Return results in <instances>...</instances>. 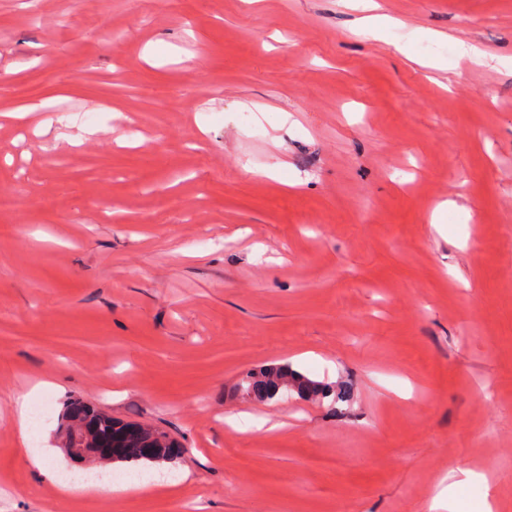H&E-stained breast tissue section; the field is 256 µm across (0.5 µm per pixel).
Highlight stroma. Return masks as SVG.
<instances>
[{
	"instance_id": "1",
	"label": "stroma",
	"mask_w": 512,
	"mask_h": 512,
	"mask_svg": "<svg viewBox=\"0 0 512 512\" xmlns=\"http://www.w3.org/2000/svg\"><path fill=\"white\" fill-rule=\"evenodd\" d=\"M377 3L0 0V111L72 112L0 121V512H512V0ZM285 363L344 399L236 395ZM73 399L187 479L61 494ZM172 448H177V443L170 439L166 433L153 429L138 445L131 448H121L119 462L148 460L146 457L173 460L176 458L172 453ZM481 478V475L474 473L471 470L459 469L457 472H453L450 476L451 479H455L452 484L442 490L436 495L428 506L429 512H456L455 509V497L454 488L463 486L472 480Z\"/></svg>"
}]
</instances>
